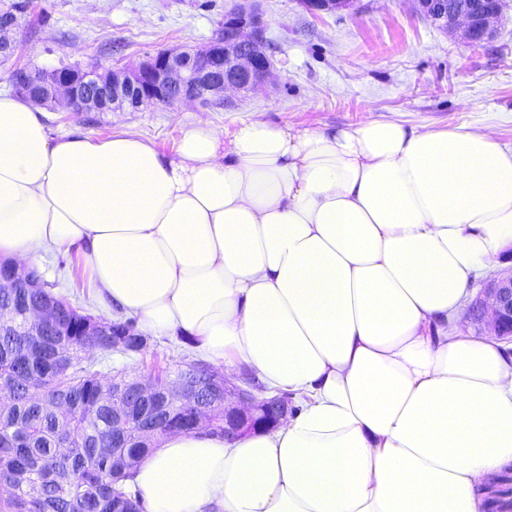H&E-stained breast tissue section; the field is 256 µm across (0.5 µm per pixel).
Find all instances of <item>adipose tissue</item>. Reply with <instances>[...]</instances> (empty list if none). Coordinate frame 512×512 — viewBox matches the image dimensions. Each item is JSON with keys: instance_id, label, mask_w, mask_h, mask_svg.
Instances as JSON below:
<instances>
[{"instance_id": "adipose-tissue-1", "label": "adipose tissue", "mask_w": 512, "mask_h": 512, "mask_svg": "<svg viewBox=\"0 0 512 512\" xmlns=\"http://www.w3.org/2000/svg\"><path fill=\"white\" fill-rule=\"evenodd\" d=\"M76 252L103 309L178 336L296 410L271 430L165 435L132 483L148 512H482L512 463V355L455 318L512 250V147L399 119L173 153L51 136L0 93V257Z\"/></svg>"}]
</instances>
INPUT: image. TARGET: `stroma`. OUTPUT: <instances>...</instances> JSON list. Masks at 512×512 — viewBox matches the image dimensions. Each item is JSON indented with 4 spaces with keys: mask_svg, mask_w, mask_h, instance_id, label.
Listing matches in <instances>:
<instances>
[{
    "mask_svg": "<svg viewBox=\"0 0 512 512\" xmlns=\"http://www.w3.org/2000/svg\"><path fill=\"white\" fill-rule=\"evenodd\" d=\"M242 0H33L32 24L14 31V60L27 67L58 61L87 66L134 65L160 50L210 41L225 13ZM276 83L209 108L157 105L123 112L49 111L52 133L82 132L99 139L127 132L174 152L183 125L203 118L224 134L260 118L322 128L389 117L438 129L493 127L512 145V0H504L494 37L469 44L416 13L411 0H355L351 10L319 17L298 0H259ZM75 252L53 251L41 275L54 294L101 316L88 278H75ZM197 355L168 337L149 338L127 356L93 351L82 367L112 377L147 375L155 360L176 367Z\"/></svg>",
    "mask_w": 512,
    "mask_h": 512,
    "instance_id": "35a3bbf8",
    "label": "stroma"
}]
</instances>
